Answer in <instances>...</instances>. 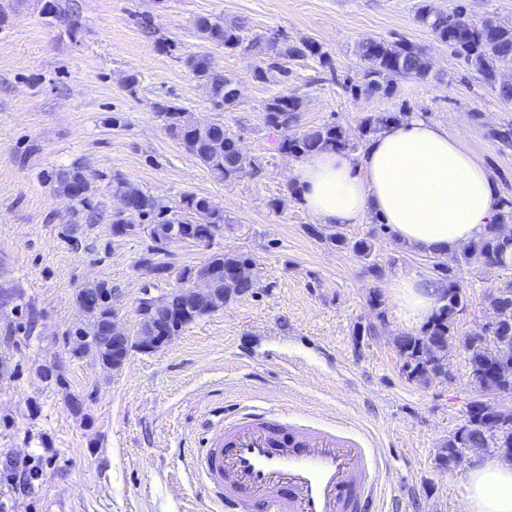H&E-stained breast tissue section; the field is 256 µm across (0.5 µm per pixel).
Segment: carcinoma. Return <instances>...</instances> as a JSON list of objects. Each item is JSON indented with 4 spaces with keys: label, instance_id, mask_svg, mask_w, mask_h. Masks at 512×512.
I'll return each mask as SVG.
<instances>
[{
    "label": "carcinoma",
    "instance_id": "cac0c4a2",
    "mask_svg": "<svg viewBox=\"0 0 512 512\" xmlns=\"http://www.w3.org/2000/svg\"><path fill=\"white\" fill-rule=\"evenodd\" d=\"M418 21L429 27L437 38L446 43L463 63L482 77L484 82L501 68L512 66V26H505L495 18H477L467 15L463 6H456L451 12L433 11L423 5L417 13ZM197 29L204 39L224 47L227 52L244 49L239 27L228 24L221 17H203L197 22ZM361 57L368 63L365 90L387 91L383 85L385 76L398 74L405 77L425 78L429 66L423 49L405 39L385 41L369 39L359 47ZM268 56L263 60L266 67H258V77L265 78L267 71L276 66V60L313 56L323 58L324 54L314 42L303 40L299 43L268 42ZM187 66L194 76L209 90L214 107H224L236 101V87L231 79L215 70L204 55H191ZM158 112L167 122L171 135L180 141L183 148L202 162L219 180L231 181L241 178L254 169L253 162L238 148L236 141L218 121H198L186 115L182 108L169 104L157 106ZM299 110L298 98L279 94L266 104L264 120L274 129L288 131L296 122ZM400 119L396 114H382L365 120L362 135H374L389 121ZM352 149L354 145L345 137L341 128L325 124L305 131L300 136H288L279 144V150L297 158L323 149ZM56 190L59 194L81 204L82 193L76 186H86L83 173L78 169L60 170L55 174ZM122 198L150 218L152 224H172L174 217L159 206L157 200L138 188L117 181ZM181 210L197 214L200 220L184 221L188 231L186 237L195 239L214 225H224V209L205 198L186 194L182 198ZM512 223V202L509 210L497 213L496 222L489 225L487 233L469 242L449 259L433 264L437 275L434 283L441 288L440 306L433 317L417 334H405L395 340V348L402 361V372L411 382L429 383L434 371L448 366L446 340L452 335L454 319L460 307L465 304V294L457 279L456 270L473 263L497 264L503 268L512 267V237H504L500 226ZM249 259L234 253H218L211 257L209 264L224 271L214 288L224 296V301L253 293L255 283L236 275ZM489 305L501 311L504 319L496 331L498 341L473 347L474 336L470 332L463 342L468 355L470 375L476 389L483 392L489 388L501 394L512 395V282L488 296ZM486 418L502 422V428L495 438H490L480 428ZM466 448H512V412H494L481 401L471 402L465 424L448 436V441L438 452L439 464L444 467L458 466Z\"/></svg>",
    "mask_w": 512,
    "mask_h": 512
}]
</instances>
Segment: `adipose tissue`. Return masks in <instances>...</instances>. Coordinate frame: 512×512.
I'll return each mask as SVG.
<instances>
[{
  "label": "adipose tissue",
  "instance_id": "1",
  "mask_svg": "<svg viewBox=\"0 0 512 512\" xmlns=\"http://www.w3.org/2000/svg\"><path fill=\"white\" fill-rule=\"evenodd\" d=\"M304 207L323 224H359L375 215L394 236L428 255L476 240L498 213L499 188L462 137L418 117L388 123L358 155L323 150L295 163ZM399 321L427 323L438 309L432 282L389 284ZM465 512H512V463L473 456L460 476Z\"/></svg>",
  "mask_w": 512,
  "mask_h": 512
}]
</instances>
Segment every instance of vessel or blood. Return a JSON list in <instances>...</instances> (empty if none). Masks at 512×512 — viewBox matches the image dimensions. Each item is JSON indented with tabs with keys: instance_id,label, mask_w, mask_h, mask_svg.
Instances as JSON below:
<instances>
[{
	"instance_id": "vessel-or-blood-1",
	"label": "vessel or blood",
	"mask_w": 512,
	"mask_h": 512,
	"mask_svg": "<svg viewBox=\"0 0 512 512\" xmlns=\"http://www.w3.org/2000/svg\"><path fill=\"white\" fill-rule=\"evenodd\" d=\"M385 462L350 428L270 419L242 405L192 460L214 512H373Z\"/></svg>"
}]
</instances>
